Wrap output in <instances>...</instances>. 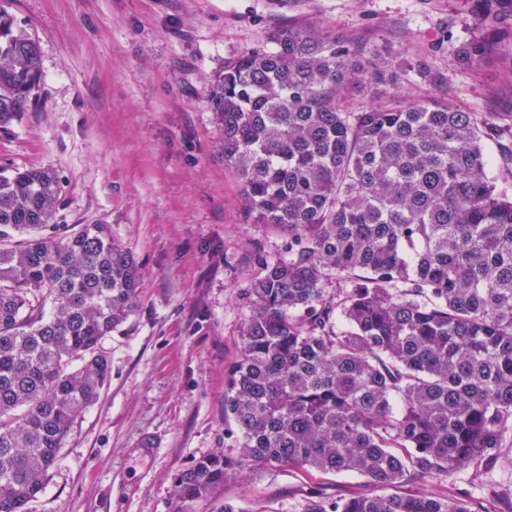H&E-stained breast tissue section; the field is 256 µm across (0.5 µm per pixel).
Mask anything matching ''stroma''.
<instances>
[{"instance_id": "obj_1", "label": "stroma", "mask_w": 512, "mask_h": 512, "mask_svg": "<svg viewBox=\"0 0 512 512\" xmlns=\"http://www.w3.org/2000/svg\"><path fill=\"white\" fill-rule=\"evenodd\" d=\"M472 0H0L40 48L43 81L18 121L0 129V166L52 169L55 224H106L141 267L135 311L100 345L110 377L78 417L29 512H304L328 500L384 494L354 473L296 466L249 470L208 497L179 498L175 476L202 457L234 453L225 373L249 313L243 288L256 255L286 240L244 209L224 166V132L205 76L262 50L292 27L355 41L379 69L376 91L352 85L356 111L425 98L497 127L491 163L512 152V52L469 65L453 44L474 33ZM452 44H445V35ZM423 60L427 77L401 67ZM398 494L468 499L512 512V434L480 472L410 481Z\"/></svg>"}]
</instances>
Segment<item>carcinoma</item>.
<instances>
[{
    "label": "carcinoma",
    "mask_w": 512,
    "mask_h": 512,
    "mask_svg": "<svg viewBox=\"0 0 512 512\" xmlns=\"http://www.w3.org/2000/svg\"><path fill=\"white\" fill-rule=\"evenodd\" d=\"M479 62L512 39V0H475ZM209 80L245 209L288 238L257 256L224 413L239 451L175 478L206 497L245 469L299 466L397 487L494 467L512 433V170L497 134L431 100L359 112L353 42L281 28ZM42 80L38 44L0 9V128ZM45 168H0V512H28L75 418L106 385L101 340L131 317L139 267L106 224H52ZM354 278L333 293L331 274ZM346 327L340 328L334 316ZM306 512H472L463 498L359 496Z\"/></svg>",
    "instance_id": "carcinoma-1"
}]
</instances>
